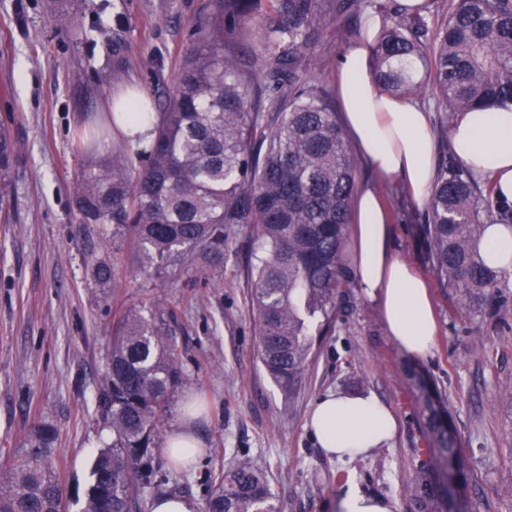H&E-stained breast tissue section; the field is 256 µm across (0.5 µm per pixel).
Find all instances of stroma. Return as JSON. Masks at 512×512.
Wrapping results in <instances>:
<instances>
[{
    "label": "stroma",
    "instance_id": "35a3bbf8",
    "mask_svg": "<svg viewBox=\"0 0 512 512\" xmlns=\"http://www.w3.org/2000/svg\"><path fill=\"white\" fill-rule=\"evenodd\" d=\"M49 0H0V125L18 155L10 192L0 202V465L38 424L57 432L56 457L72 500L89 485L91 455L104 439L98 392L106 371L115 315L124 308L171 309V335L185 377L166 425L189 415L203 448L180 481L181 496L207 501L206 471L248 458L266 469L281 512H336L350 491L394 501L409 512L405 487L424 447L416 380L438 391L449 431L472 472L468 512H512V278L495 290L508 310L458 312L424 276L439 332L434 349L411 359L391 341L377 305L348 288L335 327L323 340L295 398H288L257 358L250 310L249 233L215 287L202 272L155 284L136 273L134 257L113 251L111 229L88 230L73 207L74 187L89 160L103 158L91 129L116 94L99 77L111 60L106 40L120 29L129 45V86L156 96L173 82L195 40L208 0H75L69 17L53 20ZM316 54L335 84L339 61L362 21L325 17ZM359 182L385 194L394 253L422 265L424 203L405 192L388 195L390 179L362 165ZM112 255L108 286L91 275L94 257ZM374 395L397 419L393 439L367 456H328L306 420L331 392Z\"/></svg>",
    "mask_w": 512,
    "mask_h": 512
}]
</instances>
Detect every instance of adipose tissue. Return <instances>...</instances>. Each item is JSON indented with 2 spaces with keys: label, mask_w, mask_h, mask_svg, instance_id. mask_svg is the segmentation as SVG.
Here are the masks:
<instances>
[{
  "label": "adipose tissue",
  "mask_w": 512,
  "mask_h": 512,
  "mask_svg": "<svg viewBox=\"0 0 512 512\" xmlns=\"http://www.w3.org/2000/svg\"><path fill=\"white\" fill-rule=\"evenodd\" d=\"M382 24L378 13H369L361 37L339 63L344 127L378 174L400 179L420 202L434 183V138L428 114L408 99L386 93L372 74L369 57ZM448 144L475 178L489 182L495 199L512 205V103L457 113ZM353 233L357 288L378 306L398 349L412 358L425 356L437 329L431 295L415 265L393 253L388 215L372 187L357 195ZM479 252L488 266L512 276V225H487ZM308 422L320 447L339 458L381 447L397 426L391 410L374 396L340 392L318 399Z\"/></svg>",
  "instance_id": "adipose-tissue-1"
}]
</instances>
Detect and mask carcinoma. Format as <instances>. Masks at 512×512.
I'll use <instances>...</instances> for the list:
<instances>
[{"label": "carcinoma", "mask_w": 512, "mask_h": 512, "mask_svg": "<svg viewBox=\"0 0 512 512\" xmlns=\"http://www.w3.org/2000/svg\"><path fill=\"white\" fill-rule=\"evenodd\" d=\"M365 8L366 0H209L165 97L123 107L139 121L156 114L153 139L90 161L75 191L80 223L112 225V242L132 247L147 280L207 271L221 281L233 241L250 229L259 359L290 399L350 286L343 244L361 165L314 48L321 17L349 20ZM266 18L259 43L284 51L260 58L255 70L253 23ZM109 51L112 65L100 82L120 83L127 42L114 34ZM372 72L392 96L432 88L445 112L512 102V0H454L436 30L421 13L395 9L377 36ZM16 154L0 126V201ZM492 202L489 186L451 156L425 202V262L452 305L469 313L490 305L498 284L477 251ZM92 276L108 283L110 259H97ZM175 319L171 309L147 318L132 308L116 323L98 394L112 441L91 461L80 512H136L144 494L161 497L176 479L161 473L159 459L163 424L185 376L169 333ZM418 388L426 447L418 449L407 494L412 512H448L452 489L468 485L467 466L427 385ZM55 441L49 423L30 431L0 474V512H68ZM207 483V512H279L267 471L248 459L210 473Z\"/></svg>", "instance_id": "obj_1"}]
</instances>
